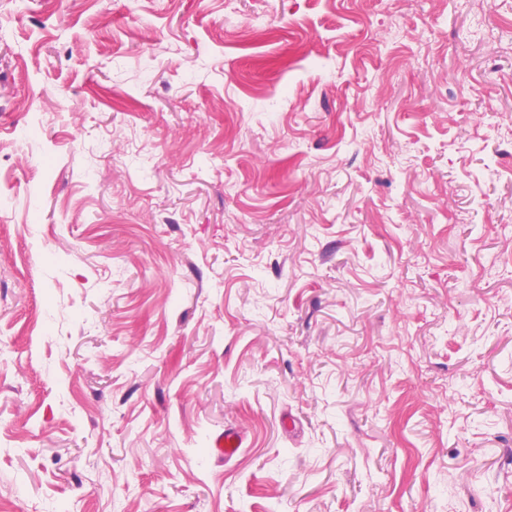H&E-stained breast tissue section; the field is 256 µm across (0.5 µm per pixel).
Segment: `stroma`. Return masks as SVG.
<instances>
[{"instance_id":"1","label":"stroma","mask_w":512,"mask_h":512,"mask_svg":"<svg viewBox=\"0 0 512 512\" xmlns=\"http://www.w3.org/2000/svg\"><path fill=\"white\" fill-rule=\"evenodd\" d=\"M0 512H512V0H0ZM244 440L241 430L236 427H226L224 431L213 437L211 452L215 457L228 461L243 448Z\"/></svg>"}]
</instances>
